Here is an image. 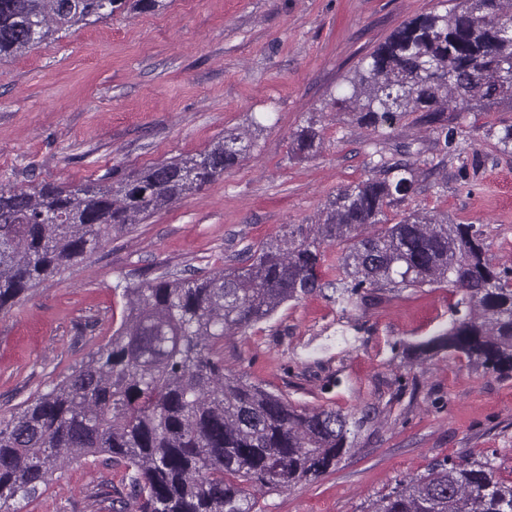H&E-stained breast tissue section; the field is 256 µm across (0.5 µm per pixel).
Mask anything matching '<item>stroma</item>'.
Masks as SVG:
<instances>
[{
  "label": "stroma",
  "instance_id": "stroma-1",
  "mask_svg": "<svg viewBox=\"0 0 512 512\" xmlns=\"http://www.w3.org/2000/svg\"><path fill=\"white\" fill-rule=\"evenodd\" d=\"M441 0H170L161 11L118 14L0 61V183L80 184L253 133L241 163L173 206L116 232L84 262L0 312V415L18 412L110 339L127 281L165 271L210 273L245 259L286 224H312L329 196L408 149L419 182L388 209L420 207L484 232L497 270L512 269V153L498 136L512 106L461 120L478 146L444 150L415 116L377 131L334 100L361 60L404 21L444 13ZM324 127L311 157L292 152L309 118ZM457 297L408 288L341 312L316 293L224 341V365L294 404L367 415L350 455L316 481L262 492L261 512H363L369 498L429 463L493 461L512 480V376L445 352L424 364L395 359L447 327ZM85 459L55 471L22 512H99L96 492L117 482Z\"/></svg>",
  "mask_w": 512,
  "mask_h": 512
}]
</instances>
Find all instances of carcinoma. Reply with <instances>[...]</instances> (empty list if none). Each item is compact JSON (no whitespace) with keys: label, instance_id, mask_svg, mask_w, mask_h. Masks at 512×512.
Returning <instances> with one entry per match:
<instances>
[{"label":"carcinoma","instance_id":"1","mask_svg":"<svg viewBox=\"0 0 512 512\" xmlns=\"http://www.w3.org/2000/svg\"><path fill=\"white\" fill-rule=\"evenodd\" d=\"M165 0H0V61L59 39L118 10L153 11ZM512 0H456L444 14L394 30L335 101L366 128L416 113L444 147L462 115L512 103ZM240 137L197 157L144 167L113 186L0 184V311L36 284L84 262L112 234L194 194L239 165ZM324 142L311 118L293 150ZM417 172L380 160L372 174L330 197L316 224H290L261 243L252 263L189 278L163 273L124 288L128 314L112 338L21 411L0 416V512L47 488L56 462L92 457L119 475L125 494L108 512H257L254 489L286 491L335 467L355 447L365 417L307 408L224 368V338L270 319L283 304L325 288L342 310L362 292L448 286L458 299L448 327L402 348L407 363L458 352L512 373V269L485 256L483 233L417 208L394 224L387 208ZM329 243L336 257L322 250ZM364 512H512V481L492 460L436 462L369 500Z\"/></svg>","mask_w":512,"mask_h":512}]
</instances>
